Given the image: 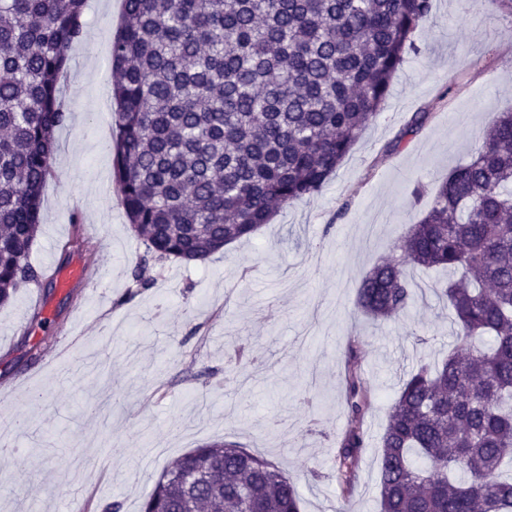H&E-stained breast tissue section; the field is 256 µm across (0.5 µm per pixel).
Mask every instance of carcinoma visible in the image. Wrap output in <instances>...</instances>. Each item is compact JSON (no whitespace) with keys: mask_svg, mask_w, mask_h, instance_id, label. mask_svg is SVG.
Masks as SVG:
<instances>
[{"mask_svg":"<svg viewBox=\"0 0 512 512\" xmlns=\"http://www.w3.org/2000/svg\"><path fill=\"white\" fill-rule=\"evenodd\" d=\"M86 0H0V307L43 274L30 250L68 121L60 78ZM432 0H123L112 38L113 176L145 251L142 272L204 262L320 192L379 112ZM429 118L413 115L397 142ZM448 269L436 289L460 344L406 375L380 440L378 512H512V111L438 186L423 217L357 289L393 320L412 304L407 268ZM342 493L367 447L358 357L345 368ZM202 478L187 486L186 477ZM141 512H301L295 481L233 443L166 469Z\"/></svg>","mask_w":512,"mask_h":512,"instance_id":"1","label":"carcinoma"}]
</instances>
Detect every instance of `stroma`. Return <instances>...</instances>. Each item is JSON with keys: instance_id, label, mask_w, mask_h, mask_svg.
<instances>
[{"instance_id": "1", "label": "stroma", "mask_w": 512, "mask_h": 512, "mask_svg": "<svg viewBox=\"0 0 512 512\" xmlns=\"http://www.w3.org/2000/svg\"><path fill=\"white\" fill-rule=\"evenodd\" d=\"M122 15V0H88L61 79L70 120L30 252L43 276L0 308V389L31 372L38 387L0 400V421L26 420L0 458V512H67L75 499L84 512L115 500L139 512L167 467L215 440L287 472L302 512H376V449L400 380L457 338L433 292L438 273L411 271L413 303L389 323L357 309V288L512 109V0H433L383 108L319 193L207 262L148 267L153 288L132 298L129 268L145 245L112 177L116 107L101 84ZM422 111L430 121L403 137ZM76 263L105 293L58 288L55 269ZM65 337L68 357L42 366ZM238 342L250 349L240 363L230 359ZM352 346L370 388L369 449L345 496L335 453Z\"/></svg>"}]
</instances>
